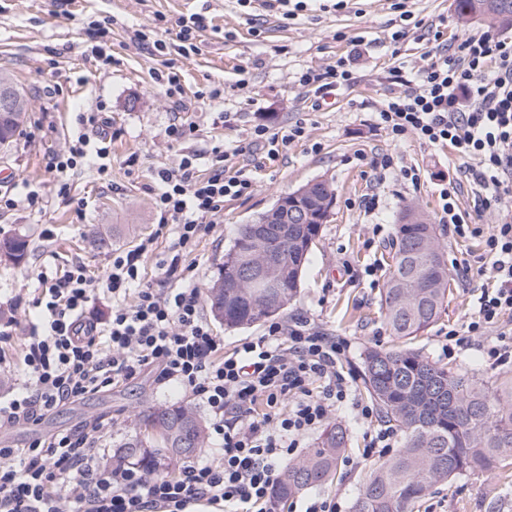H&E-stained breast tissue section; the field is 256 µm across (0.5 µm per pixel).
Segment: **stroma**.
Instances as JSON below:
<instances>
[{"mask_svg": "<svg viewBox=\"0 0 512 512\" xmlns=\"http://www.w3.org/2000/svg\"><path fill=\"white\" fill-rule=\"evenodd\" d=\"M393 0H305L291 19L267 0L241 6L239 0H0V70L9 71L31 102V119L8 150L0 152V191L10 192L19 204L0 212V235L23 229L30 246L17 266L0 264V320L12 322L11 336L0 343L6 366L0 367V397L14 383L12 365L21 355L31 321L39 317L37 299L42 272H61L83 262L102 274L113 252L136 245L156 231L152 173L174 167L183 154L205 150L221 142L229 148L246 146L253 125L281 128L305 126L308 140L294 144L287 154L254 173L251 196L224 203V221L205 236L194 253L195 282L206 288L224 258L237 225L246 223L282 196L314 179L332 183L335 194L330 216L308 255L301 285L288 307V316L304 315L324 331L351 340L348 355L352 375H359L361 353L393 342L380 308L388 273L396 220L402 209L417 207L436 224L446 246L451 291L438 321L411 342L439 364L483 381L512 377V359L492 366L481 351L480 339L454 356L442 353L449 325L462 323L475 310L456 267L478 254V240H461L439 227L437 185L456 182L462 213L474 211V191L464 179V159L447 147L421 144L415 138L392 141L380 128L377 112L392 86L385 76L393 58L406 70L417 71L434 47L427 31L431 22L444 20L445 39L484 31V24L459 21L454 0H413L417 28L400 48L390 36L399 29ZM200 13L207 18L200 51L182 65L183 95L191 103L185 121L197 127L195 139L170 141L166 134L175 111L154 80L164 58L141 50L134 30L158 28L162 39L175 41L182 17ZM112 20L106 48L109 65L86 54L82 29L93 20ZM361 38L351 48L350 38ZM349 58L359 76L352 87L339 90L335 100L312 110L297 77L307 67L328 66ZM217 88L222 99H198L199 91ZM103 105L112 119V185L101 187L88 170L68 176L69 198L58 197L46 166L53 153L72 141L79 131L80 109ZM391 154L395 171L385 181L373 178L367 159ZM420 169L421 189L404 184L400 170ZM40 185L45 199L42 212L27 209L22 199L26 184ZM377 195L379 207L361 208L362 197ZM84 202L86 218L73 223L75 202ZM112 229V246L94 250L89 232L98 226ZM353 270L345 272L342 263ZM376 268L375 276L364 273ZM156 404L192 406L202 419L208 410L193 403L174 383H158L145 373L119 387H105L66 403L38 421L0 428V443L27 445L33 438L69 430L103 419L112 434L103 441L105 457L116 462L123 439L134 434V418ZM348 431V443L328 483L278 503L275 512H304L316 498L336 499L341 512H352L358 488L371 464L362 459L367 427L351 410L334 417ZM415 512H512V468L469 474L430 490Z\"/></svg>", "mask_w": 512, "mask_h": 512, "instance_id": "stroma-1", "label": "stroma"}]
</instances>
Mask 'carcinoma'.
I'll use <instances>...</instances> for the list:
<instances>
[{"label": "carcinoma", "instance_id": "obj_1", "mask_svg": "<svg viewBox=\"0 0 512 512\" xmlns=\"http://www.w3.org/2000/svg\"><path fill=\"white\" fill-rule=\"evenodd\" d=\"M464 23L512 27V0H455ZM31 104L22 97L19 111L0 115V147L8 148L26 124ZM327 212L317 224H286L271 210L238 225L224 250V262L207 287L213 316L227 329L255 325L288 309L300 285L307 255ZM402 211L396 228L382 307L395 338L388 349L368 348L361 357L365 391L385 422L405 440L394 454L370 469L353 512H413L430 487L449 479L512 464V379L486 386L441 365L409 346L441 315L448 298L445 246L435 225L421 217L407 222ZM271 244L270 260L279 269L280 288L273 298L257 288H236V279L253 263L254 238ZM28 236L20 231L0 238V263H20ZM136 432L121 443L119 459L154 469L161 461L177 463L206 443V427L184 405H153L135 417ZM347 443L340 424L327 427L304 459L288 464L272 491L275 502L321 485L333 476Z\"/></svg>", "mask_w": 512, "mask_h": 512}]
</instances>
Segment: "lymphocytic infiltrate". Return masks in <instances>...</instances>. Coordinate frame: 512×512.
Here are the masks:
<instances>
[{
  "label": "lymphocytic infiltrate",
  "instance_id": "1",
  "mask_svg": "<svg viewBox=\"0 0 512 512\" xmlns=\"http://www.w3.org/2000/svg\"><path fill=\"white\" fill-rule=\"evenodd\" d=\"M205 19L194 13L182 20L179 45L168 48L156 31H135L137 45L166 58L157 81L178 111L182 100L178 59L199 50ZM438 45L417 78L408 79L401 63L388 70L398 92L378 113L392 140L412 136L429 146H447L469 159L464 176L473 186L478 212L495 210L494 224L469 222L457 204V189L439 188L440 223L459 238H476L481 251L459 266L470 281L473 265L489 266L490 283L478 290L474 314L450 326L444 354L483 336L488 361L512 357V36L492 31L465 34L456 45ZM356 72L344 60L310 67L301 88L324 98L354 85ZM83 131L50 159L58 196L69 198L68 171L89 166L98 180H111L112 130L100 109L78 115ZM303 125L273 130L258 124L251 149L273 161L306 138ZM237 149L214 145L204 154L184 155L177 167L155 171L154 207L159 230L175 241L157 263L164 280L181 285L156 288L142 281L144 258L154 239L113 254L102 276L83 263L44 279L43 312L24 338L17 386L0 401V422L37 421L39 416L106 386H119L145 372L162 383L183 386L205 406L212 429L222 439L210 460L184 462L177 475L136 466L101 462L99 441L110 429L95 420L74 430L33 439L21 448H0V512H187L206 503L224 512L242 506L272 512L271 490L283 466L310 433L337 411L352 406L362 421L374 407L357 402L343 371L350 342L321 331L299 317L270 323L263 336L225 352L202 311V293L188 284V263L200 239L224 216V202L249 196L255 182L249 169L235 165ZM112 300L107 316L90 317L95 284ZM320 391H313L314 381Z\"/></svg>",
  "mask_w": 512,
  "mask_h": 512
}]
</instances>
